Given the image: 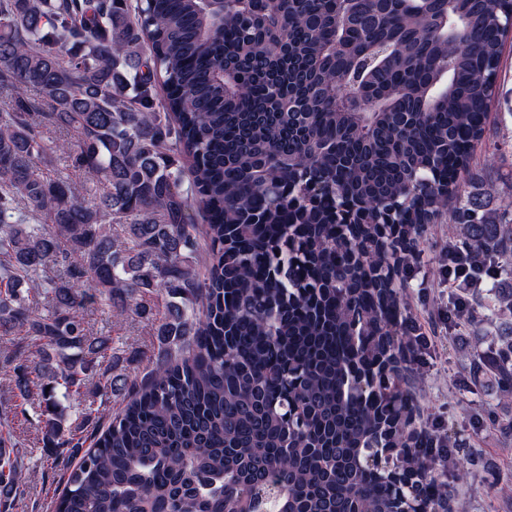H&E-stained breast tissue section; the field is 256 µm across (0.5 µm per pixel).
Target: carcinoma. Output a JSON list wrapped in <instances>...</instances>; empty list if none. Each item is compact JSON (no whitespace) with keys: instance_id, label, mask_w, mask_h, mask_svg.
I'll return each mask as SVG.
<instances>
[{"instance_id":"carcinoma-1","label":"carcinoma","mask_w":512,"mask_h":512,"mask_svg":"<svg viewBox=\"0 0 512 512\" xmlns=\"http://www.w3.org/2000/svg\"><path fill=\"white\" fill-rule=\"evenodd\" d=\"M510 26L512 0H0V335L29 345L0 368L41 399L44 455L76 460L53 512H456L467 470L423 419L402 289L455 197L475 420L512 434V187L483 212L459 182ZM58 152L93 203L38 173ZM146 294L167 299L153 367L101 431L131 358L79 310L148 318ZM11 447L0 512L29 479Z\"/></svg>"}]
</instances>
